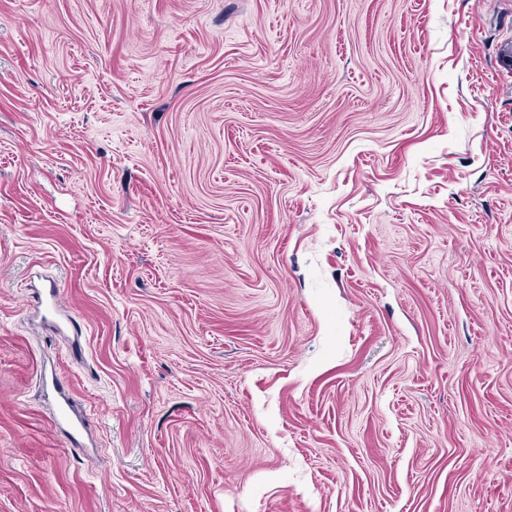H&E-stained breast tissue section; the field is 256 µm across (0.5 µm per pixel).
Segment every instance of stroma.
Here are the masks:
<instances>
[{
    "instance_id": "35a3bbf8",
    "label": "stroma",
    "mask_w": 512,
    "mask_h": 512,
    "mask_svg": "<svg viewBox=\"0 0 512 512\" xmlns=\"http://www.w3.org/2000/svg\"><path fill=\"white\" fill-rule=\"evenodd\" d=\"M510 45L512 0H0V512H512ZM57 390L60 394V401L57 403L56 421L58 424L65 425L67 432L75 439L76 435L80 434L83 429V423L77 415L71 412L69 397L63 388L57 386Z\"/></svg>"
}]
</instances>
